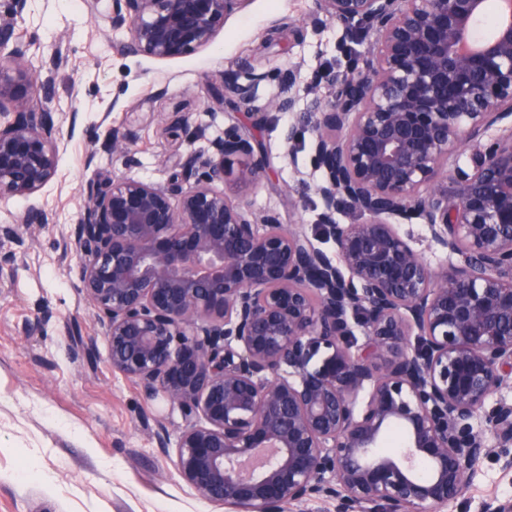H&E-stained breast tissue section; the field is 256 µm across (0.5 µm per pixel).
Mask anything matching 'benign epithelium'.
<instances>
[{
    "label": "benign epithelium",
    "instance_id": "7a95c632",
    "mask_svg": "<svg viewBox=\"0 0 512 512\" xmlns=\"http://www.w3.org/2000/svg\"><path fill=\"white\" fill-rule=\"evenodd\" d=\"M249 0H113L132 52L195 54ZM27 0L0 17V199L54 179L62 137L16 36ZM486 0H314L310 23L375 41L347 73L308 82L311 163L324 236L259 216L220 188L228 161L266 173L263 144L237 126L189 156L181 183H91L73 231L80 289L104 327L108 362L178 407L181 478L237 512H286L312 500L334 512H440L480 457L512 469V0L475 36ZM262 76L224 81V103L257 125L292 112L293 95L253 111ZM474 166L448 175V156ZM349 210L364 217L339 224ZM420 220L458 260L432 268L403 236ZM363 330L358 344L354 327ZM326 356L312 365L320 352ZM386 353L385 364L377 359ZM397 426L403 448L384 452Z\"/></svg>",
    "mask_w": 512,
    "mask_h": 512
}]
</instances>
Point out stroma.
Returning <instances> with one entry per match:
<instances>
[{"label": "stroma", "mask_w": 512, "mask_h": 512, "mask_svg": "<svg viewBox=\"0 0 512 512\" xmlns=\"http://www.w3.org/2000/svg\"><path fill=\"white\" fill-rule=\"evenodd\" d=\"M313 9V0H250L206 49L156 61L127 50L126 29L111 24L112 0H28L17 30L34 69L63 59L49 97L63 140L58 174L42 192L0 199V227L18 230L0 235V512H229L188 485L172 449L158 445L159 430L173 437L184 427L181 412L108 364L104 328L65 243L87 183L116 175L169 185L189 154L206 157L210 140L236 125L263 143L269 167L256 184L229 174L226 195L302 225L334 253L318 225V198L296 194L320 179L310 142L286 150L282 129L300 123L305 83L326 71L344 74L374 36L344 47L340 25H308ZM251 69L266 76L257 110L273 97L297 96L280 126H253L218 100L225 79ZM290 69L291 86L280 78ZM196 127L202 136L193 135ZM114 132L128 140L125 157L104 147ZM28 211L46 213L48 223H21ZM492 499L512 500V470L482 458L444 512H482Z\"/></svg>", "instance_id": "stroma-1"}]
</instances>
